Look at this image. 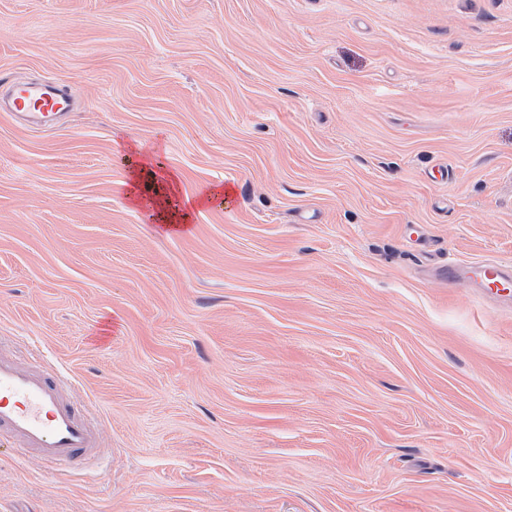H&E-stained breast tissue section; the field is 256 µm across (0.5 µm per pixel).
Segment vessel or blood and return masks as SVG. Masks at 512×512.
I'll return each mask as SVG.
<instances>
[{
    "mask_svg": "<svg viewBox=\"0 0 512 512\" xmlns=\"http://www.w3.org/2000/svg\"><path fill=\"white\" fill-rule=\"evenodd\" d=\"M70 106L67 92L54 84L15 83L10 88L9 111L37 117L43 124ZM442 274L468 276L481 291L512 298V269L498 263L451 265ZM70 384V377L60 369L26 365L0 354V433L52 474L81 467L100 456L94 415L91 409L70 402Z\"/></svg>",
    "mask_w": 512,
    "mask_h": 512,
    "instance_id": "vessel-or-blood-1",
    "label": "vessel or blood"
}]
</instances>
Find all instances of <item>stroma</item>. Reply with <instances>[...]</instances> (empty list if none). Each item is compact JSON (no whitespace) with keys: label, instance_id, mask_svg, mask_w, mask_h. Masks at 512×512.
<instances>
[{"label":"stroma","instance_id":"35a3bbf8","mask_svg":"<svg viewBox=\"0 0 512 512\" xmlns=\"http://www.w3.org/2000/svg\"><path fill=\"white\" fill-rule=\"evenodd\" d=\"M0 351L108 467L0 441V512H512V0H0ZM225 205L132 207L127 157ZM70 106L67 92L57 85L14 83L10 88L7 112L34 116L39 119L40 124H48L56 115L68 111ZM442 275L455 278L466 275L486 293L512 298V269L495 262L483 261L470 265H448Z\"/></svg>","mask_w":512,"mask_h":512}]
</instances>
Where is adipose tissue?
<instances>
[{"label": "adipose tissue", "instance_id": "adipose-tissue-1", "mask_svg": "<svg viewBox=\"0 0 512 512\" xmlns=\"http://www.w3.org/2000/svg\"><path fill=\"white\" fill-rule=\"evenodd\" d=\"M151 176L159 181L162 192L158 198H147L140 194L139 183L142 176ZM126 196L133 206L138 208H154L164 212L163 221L173 227H180L187 224L193 210L200 207L201 202L197 199L187 198L183 200L180 210H172L171 204L175 197L179 196V176L178 174L167 171L163 165H152L138 163L131 172L130 180L125 183Z\"/></svg>", "mask_w": 512, "mask_h": 512}]
</instances>
